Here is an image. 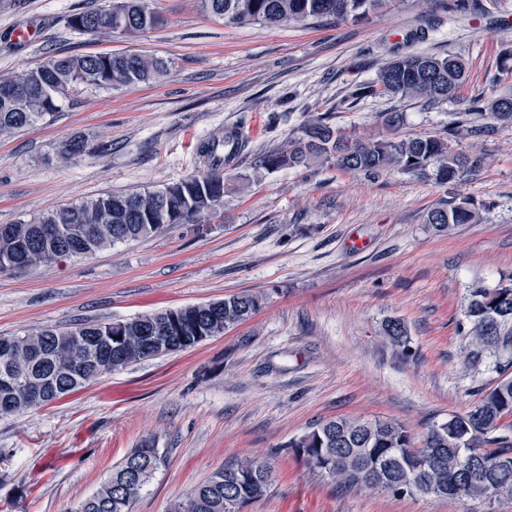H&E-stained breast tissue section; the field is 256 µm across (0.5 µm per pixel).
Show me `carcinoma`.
Wrapping results in <instances>:
<instances>
[{
    "label": "carcinoma",
    "instance_id": "carcinoma-1",
    "mask_svg": "<svg viewBox=\"0 0 512 512\" xmlns=\"http://www.w3.org/2000/svg\"><path fill=\"white\" fill-rule=\"evenodd\" d=\"M390 0H197L199 9L226 23L245 25L283 23L304 25L311 20L363 19L386 8ZM160 19L146 0H110L104 8L73 13L68 26L79 34L132 36L157 26ZM168 62L145 54L52 55L38 66L0 76V136L12 134L59 111L60 103L82 86L114 89L149 83L167 74ZM467 68L454 55L407 54L389 62L358 95L389 94L428 104L446 100L466 80ZM472 106L488 119L481 126L454 128L461 137L478 136L495 127L512 128V94L475 101ZM389 136L362 139L344 135L320 114L303 125L283 146L259 158V168L273 172L283 167L308 168L330 164L351 173L379 176L397 172L457 181L480 168L483 153H455L448 140L436 136L397 137L406 122L403 112L381 116ZM233 145V155L246 148L238 133L212 138L200 147L208 164L203 175H191L163 188L143 192L111 193L84 199L11 225L0 234V273L51 266L84 256L116 243L137 240L170 224H189L224 204V194L237 176L215 157L218 142ZM86 142L75 138L58 151L62 162L85 152ZM480 217L476 204L463 198L444 208L430 209L425 218L432 230L446 235ZM263 299L237 293L222 300L187 305L183 336L159 349L149 336L176 310L125 320L126 350L117 353L109 338L111 323H77L69 327L39 326L24 335H0L7 349L0 364L13 372L11 383L0 382V416L24 414L46 407L131 364L192 349L206 341L195 335L197 322L207 323L218 336L250 318ZM469 338L466 360L476 365L496 350L512 347V285L474 287L464 310ZM390 343L409 350L405 323L385 324ZM512 375L482 392L462 413L428 429L416 446L406 427L388 419L336 418L317 424L290 443L305 468L339 486L355 491L384 489L394 496L434 495L458 500L479 499L492 504L512 497ZM159 458L145 442L128 452L112 474L78 506V512H131L130 507L147 484ZM272 485L269 468L245 459L222 467L198 485L174 512H242Z\"/></svg>",
    "mask_w": 512,
    "mask_h": 512
}]
</instances>
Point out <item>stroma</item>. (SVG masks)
I'll return each instance as SVG.
<instances>
[{
    "label": "stroma",
    "mask_w": 512,
    "mask_h": 512,
    "mask_svg": "<svg viewBox=\"0 0 512 512\" xmlns=\"http://www.w3.org/2000/svg\"><path fill=\"white\" fill-rule=\"evenodd\" d=\"M107 0H0V75L53 52L142 53L167 76L120 89L78 90L45 121L0 137V224L111 192L159 189L206 172L213 134L249 145L229 167L239 189L198 224L119 243L53 267L0 274V335L37 325L116 321L248 292L247 322L185 352L113 372L49 407L0 417V512H73L144 441L161 462L132 512H173L215 470L246 458L271 469L270 491L243 512H512L494 504L346 491L308 473L288 443L336 417L391 419L413 438L462 412L501 376L512 352L464 360L460 325L475 283L512 280V129L454 151L486 161L464 180L394 173L377 179L333 165L255 174L312 116L341 133L385 135L380 116L405 113L402 136L445 135L472 101L512 90V0H409L354 21L234 25L196 0H149L162 23L137 36L70 30L68 15ZM25 28L30 40L15 37ZM403 52L464 58L468 79L428 106L359 85ZM80 137L84 155L60 163ZM469 198L478 224L448 235L433 207ZM402 320L410 353L391 346Z\"/></svg>",
    "instance_id": "stroma-1"
}]
</instances>
